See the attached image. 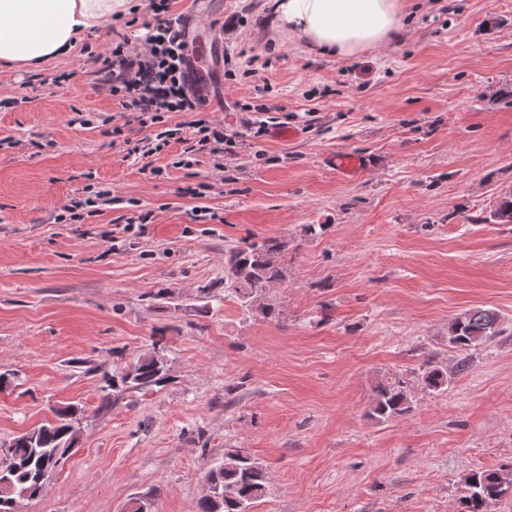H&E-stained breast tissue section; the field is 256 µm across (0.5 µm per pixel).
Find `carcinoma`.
I'll list each match as a JSON object with an SVG mask.
<instances>
[{"label": "carcinoma", "instance_id": "obj_1", "mask_svg": "<svg viewBox=\"0 0 512 512\" xmlns=\"http://www.w3.org/2000/svg\"><path fill=\"white\" fill-rule=\"evenodd\" d=\"M475 222L512 224V192L498 195L489 215ZM288 243L265 238L244 246L224 250V290L235 293L244 307H258L270 319L279 316L278 308L264 301L266 292L286 279L283 255ZM499 334L498 314L490 309L464 313L448 325V347L465 352ZM422 388L440 391L452 379L448 367L428 361L417 375ZM169 381L163 358L156 353L138 357L126 372L112 376L103 373L105 403L112 404V392L119 389L152 390ZM410 383L399 375L382 378L375 387L369 415L379 421L413 412ZM80 408L70 404L56 412L49 423L34 427L36 440L24 432L14 437L5 455H0V512H14V503L26 496L32 500L45 489L53 474L65 463L78 441L81 428ZM206 493L198 502V512H252L267 492L269 483L265 465L235 448H227L224 459L205 474ZM462 505L464 512H488L500 498L512 494V472L507 469L474 471L464 476Z\"/></svg>", "mask_w": 512, "mask_h": 512}]
</instances>
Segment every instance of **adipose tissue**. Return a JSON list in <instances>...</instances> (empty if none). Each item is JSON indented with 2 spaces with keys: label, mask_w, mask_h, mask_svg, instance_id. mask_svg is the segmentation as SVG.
<instances>
[{
  "label": "adipose tissue",
  "mask_w": 512,
  "mask_h": 512,
  "mask_svg": "<svg viewBox=\"0 0 512 512\" xmlns=\"http://www.w3.org/2000/svg\"><path fill=\"white\" fill-rule=\"evenodd\" d=\"M126 0H0V62L39 70L123 10ZM271 32L350 58L379 50L405 29L403 0H268Z\"/></svg>",
  "instance_id": "ef3b65f1"
}]
</instances>
